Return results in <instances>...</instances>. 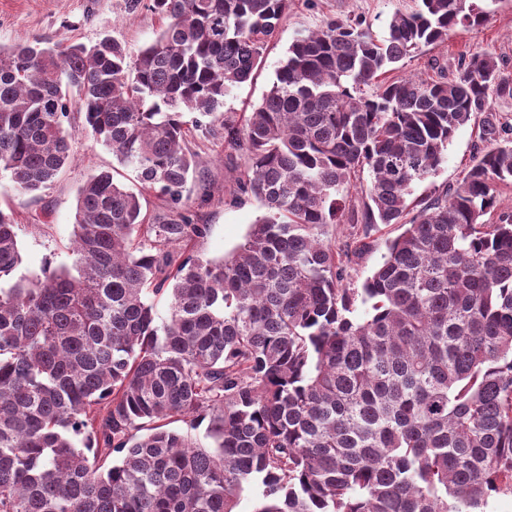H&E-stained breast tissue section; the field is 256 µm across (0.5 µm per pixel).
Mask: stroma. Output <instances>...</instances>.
I'll list each match as a JSON object with an SVG mask.
<instances>
[{
    "label": "stroma",
    "mask_w": 512,
    "mask_h": 512,
    "mask_svg": "<svg viewBox=\"0 0 512 512\" xmlns=\"http://www.w3.org/2000/svg\"><path fill=\"white\" fill-rule=\"evenodd\" d=\"M416 0H292L287 18L270 42L262 66L252 81L235 88L224 101L227 116L236 117L259 105L270 89L288 48L299 33L318 28L330 17L361 16L377 37H385L394 12L413 9ZM161 22L145 6L131 8L130 0H0V44L13 46L41 40L50 46L73 43L94 45L111 37L130 51L151 41ZM493 54L502 71L512 75V0H497L486 21L475 28H456L447 42L423 47L401 62L397 77L434 75L438 67H455L460 55ZM190 129L188 147L196 154L199 168L183 192V203L171 208L154 191L143 193L142 213L147 223L178 211L193 224L206 225L202 238L192 242L195 254L219 259L243 242L261 208L251 196L234 200L236 179L244 168L240 152L229 151L222 138L196 127V116L184 113ZM66 131L76 156L59 178L37 195L19 193L7 172H0V209L12 211L19 226L21 270L41 274L44 264H71L69 254L74 230L76 191L91 174L117 168L118 178L135 185L132 169L119 166L111 150L96 143L82 115L71 113ZM477 139L476 122L459 128L447 148V160L438 173L414 187L421 197L437 186L452 185L472 164ZM396 226L378 225L369 230L365 253L352 256L348 264L351 287H361L379 264L386 239L395 237Z\"/></svg>",
    "instance_id": "stroma-1"
}]
</instances>
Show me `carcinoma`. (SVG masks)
I'll return each mask as SVG.
<instances>
[{
    "label": "carcinoma",
    "mask_w": 512,
    "mask_h": 512,
    "mask_svg": "<svg viewBox=\"0 0 512 512\" xmlns=\"http://www.w3.org/2000/svg\"><path fill=\"white\" fill-rule=\"evenodd\" d=\"M289 6L150 0L162 24L135 54L108 36L0 47V170L20 193L72 160L75 110L177 207L195 112L245 153L236 193L264 208L204 259L186 248L206 225L145 223L142 192L101 170L77 192L72 264L40 276L19 272L0 208V512H237L254 477L256 512H484L512 494V210L483 221L512 184L494 107L512 76L488 53L435 79L386 76L488 11L419 0L384 40L329 19L294 39L254 111L225 116ZM474 117V163L412 198ZM346 223L401 229L359 291L326 237ZM206 419L211 447L168 428Z\"/></svg>",
    "instance_id": "obj_1"
}]
</instances>
